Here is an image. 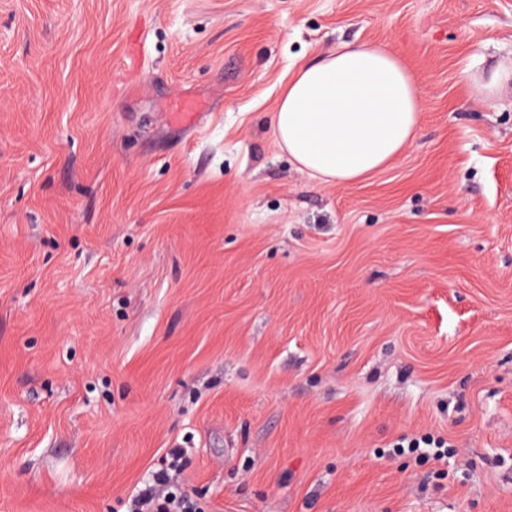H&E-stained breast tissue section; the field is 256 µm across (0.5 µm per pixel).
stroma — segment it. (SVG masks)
<instances>
[{"instance_id": "35a3bbf8", "label": "stroma", "mask_w": 512, "mask_h": 512, "mask_svg": "<svg viewBox=\"0 0 512 512\" xmlns=\"http://www.w3.org/2000/svg\"><path fill=\"white\" fill-rule=\"evenodd\" d=\"M362 41L424 110L324 185L271 116ZM508 58L512 0H0V512H126L172 448L204 512H512ZM512 88V65H500L486 77L473 84L472 95L485 101H493L502 91Z\"/></svg>"}]
</instances>
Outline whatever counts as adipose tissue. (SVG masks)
<instances>
[{"label": "adipose tissue", "instance_id": "adipose-tissue-1", "mask_svg": "<svg viewBox=\"0 0 512 512\" xmlns=\"http://www.w3.org/2000/svg\"><path fill=\"white\" fill-rule=\"evenodd\" d=\"M423 102L388 50L347 44L298 68L272 127L279 146L317 180L343 185L388 165L411 142Z\"/></svg>", "mask_w": 512, "mask_h": 512}]
</instances>
